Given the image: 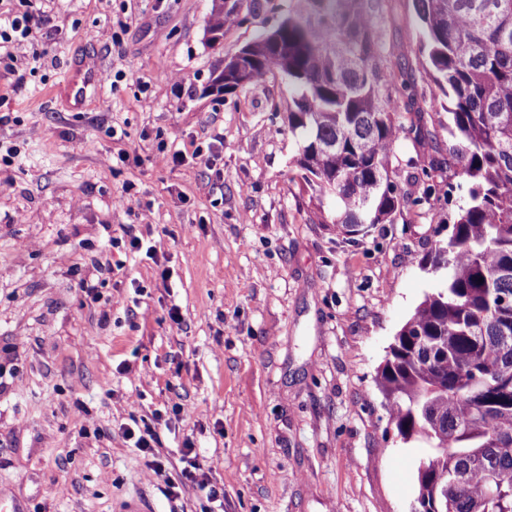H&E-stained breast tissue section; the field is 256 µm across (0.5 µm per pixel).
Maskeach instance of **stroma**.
<instances>
[{
  "mask_svg": "<svg viewBox=\"0 0 512 512\" xmlns=\"http://www.w3.org/2000/svg\"><path fill=\"white\" fill-rule=\"evenodd\" d=\"M258 3L214 46L211 0H0V24L27 6L47 17L0 60V144L18 152L0 166V494L23 512H123L135 498L199 512L203 493L166 496L119 430L176 406L159 452L179 472L191 441L224 512L410 510L422 451L397 437L376 378L440 286L424 258L461 198L438 170L430 205L359 234L330 223L334 198L297 164L287 79L210 91L225 54L291 7ZM387 13L428 133L394 149L414 198L448 155V100L412 0ZM88 63L105 80L78 98ZM130 229L154 256L126 249ZM94 272L104 310L78 288Z\"/></svg>",
  "mask_w": 512,
  "mask_h": 512,
  "instance_id": "obj_1",
  "label": "stroma"
}]
</instances>
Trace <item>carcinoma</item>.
Segmentation results:
<instances>
[{"label": "carcinoma", "instance_id": "obj_1", "mask_svg": "<svg viewBox=\"0 0 512 512\" xmlns=\"http://www.w3.org/2000/svg\"><path fill=\"white\" fill-rule=\"evenodd\" d=\"M272 33L246 46L252 80L288 78V130L301 135L303 179L341 203L331 223L356 234L430 202L401 193L392 167L400 113L417 87L382 37L386 0H294ZM435 85L448 99L453 188L468 194L445 240L425 256L443 276L391 345L378 376L391 422L423 442L414 501L421 512H512V0H414ZM241 21L211 0L210 41Z\"/></svg>", "mask_w": 512, "mask_h": 512}]
</instances>
